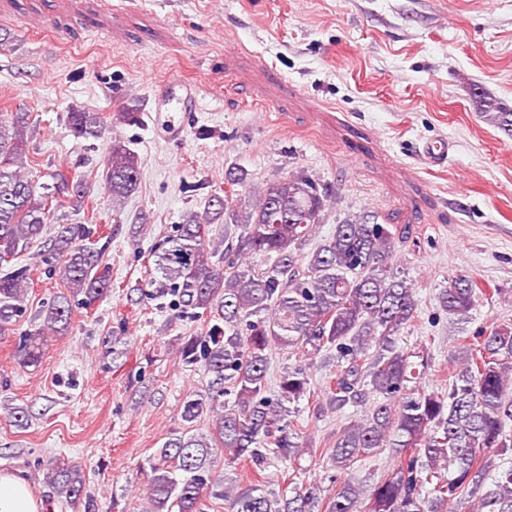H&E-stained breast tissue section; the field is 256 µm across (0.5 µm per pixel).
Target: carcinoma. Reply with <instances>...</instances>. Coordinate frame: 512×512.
<instances>
[{
    "instance_id": "1",
    "label": "carcinoma",
    "mask_w": 512,
    "mask_h": 512,
    "mask_svg": "<svg viewBox=\"0 0 512 512\" xmlns=\"http://www.w3.org/2000/svg\"><path fill=\"white\" fill-rule=\"evenodd\" d=\"M486 120L512 131V111L484 101ZM77 139H97L104 117L71 111ZM33 132L26 112L0 113V334L26 317L29 269L12 261L35 246L46 248L50 272L64 287L32 318L36 326L19 336V367H38L48 336L66 333L73 305H90L112 288L105 248L96 247L92 224H61L45 238L60 208H80L85 183L64 171L52 183L27 176L34 165L27 151ZM112 211L122 212L138 188L137 154L113 141L106 163ZM224 195L207 200L203 214L188 212L157 254L154 272L140 298H176L174 305L206 330L183 338L182 364L201 366L211 376L207 391L182 405L181 430L153 456L148 512H204L211 497L229 512H512V326L495 325L460 339L448 390L419 389L428 361L399 346L404 329L419 314L415 288L395 261L407 231L378 222L369 213L336 224L313 250L305 247L324 223L330 195L303 173L276 177L254 189L241 168H228ZM224 224V241L207 239L205 225ZM498 289L468 274L448 278L436 294L438 308L459 323L471 319L477 301ZM278 346L299 351L308 366L287 367L269 389V352ZM328 356L335 370L323 392L312 383L315 359ZM378 396L371 412L336 432L327 449L333 473L330 489L291 481L276 494L257 480L230 491L227 477L212 476L221 449L233 460L249 461L263 477L269 455L294 459L304 453L298 423L284 403L307 400L320 409L340 411ZM220 409L208 434L195 426ZM394 449L398 465L364 486L342 478L357 462ZM46 483L76 509L85 496L80 468L59 461Z\"/></svg>"
}]
</instances>
